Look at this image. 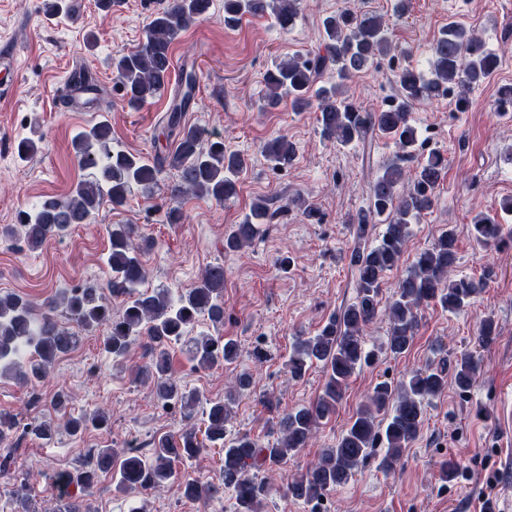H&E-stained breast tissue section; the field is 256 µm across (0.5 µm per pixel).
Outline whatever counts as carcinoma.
<instances>
[{"label":"carcinoma","mask_w":512,"mask_h":512,"mask_svg":"<svg viewBox=\"0 0 512 512\" xmlns=\"http://www.w3.org/2000/svg\"><path fill=\"white\" fill-rule=\"evenodd\" d=\"M212 2L166 0L148 17L143 41L132 50L122 49L112 55L115 92L130 108L170 92L171 103L160 126L162 135L173 140L174 149L151 159L117 149L112 146V128L106 119L79 131L74 139L75 154L81 167L93 170L92 178L78 182L66 197L48 195L34 208L19 211L17 223L0 227V237L17 238L28 248L38 249L54 237L68 235L78 225L92 223L103 203L114 209L124 206L134 186L144 195H152L157 176L166 167L177 172L178 179L170 190L174 198L192 193L224 201L237 195V176L245 167V158L224 151L223 138L183 122V113L194 100L195 74L185 71L174 90H169L174 72L173 44L182 32L209 15ZM302 2L224 0V26L235 27L246 15L271 14L287 32L300 16ZM80 7L81 0H44V13L49 17L73 15ZM392 50L388 27L380 15L343 9L323 21V51L292 56L275 64L265 77L270 107L277 106L285 95L297 110L317 101L324 138L348 146L378 132L391 138L398 148L395 159L372 181L368 207L347 220L355 236L354 247L347 254L348 264L357 275L355 301L328 318L317 334L297 336L288 355V373L293 378L302 377L314 365L322 366L326 372L323 391L311 405L284 414L273 442L264 444L248 433L228 431L235 399L205 400L172 378L170 349L177 344L186 347L201 370L232 364L239 357V345L232 339L206 332L191 335L202 318L215 328L224 326V264L206 267L193 287L177 295L166 288L144 289L146 270L141 255L151 247L149 238L133 224H114L108 230L106 263L111 275L106 287L85 282L63 288L39 308L20 294H0V375L13 374L26 384L36 385L49 375L57 358L78 345L81 334L104 326L107 333L102 350L116 366L125 363L133 341L146 339L148 360L137 368L136 376L152 386L161 408L177 407L190 420L196 409H201L204 430L191 424L176 436L162 435L154 440L148 456L137 452L132 444L120 452L98 448L80 467L54 473L47 487L54 502L52 512H94L86 495L107 473L112 474L115 490L124 495H142L178 480L188 499L210 501L229 489L235 512H258L267 487L254 472L287 462L308 444L322 422L336 414V405L355 370L375 357V351L367 348L365 330L379 314L389 320L385 350L401 355L413 342L420 307L434 303L457 312L481 292L483 280L451 276L457 253L456 232L450 228L413 259L391 301L380 309L383 278L401 259L410 225L433 207L435 189L446 170L444 159L437 153L414 170L405 169L404 164L413 160L417 141L411 107L422 100L454 95L462 108L498 64L497 56L486 49L481 37L450 23L433 43L430 78L409 67L399 69L398 96L373 110L344 96L345 82L352 75L373 66ZM94 83L84 68L72 71L67 78V85L74 90L90 89ZM262 152L279 168L291 165L296 155L294 143L285 136L264 143ZM279 213L280 209L270 208L265 200L254 203L250 214L224 237V251L238 252L252 244L258 225L271 223ZM381 217L386 218L385 230L372 245L368 243V227ZM468 230L484 246L499 248L512 242V228L488 214L474 216ZM105 289L123 298L120 313H112V307L103 301ZM59 310L68 322L57 318ZM496 329L494 314L483 315L479 342H491ZM479 368L475 354H460L453 371L456 388L463 393L470 391ZM447 388L448 369L432 363L396 382L376 384L369 401L384 415V426L376 425L369 408L361 409L336 446L326 449L315 466L288 483L286 494L307 504L319 503L328 492L346 484L380 444L385 445L380 468L393 469L403 450L418 437L426 404ZM108 421L107 412L97 410L67 418L64 429L77 438L90 429L106 427ZM17 427L16 416L0 413V443L10 441ZM28 433L50 443L58 429L51 422L40 421L31 424ZM207 446L222 453L221 484L179 480L175 462L193 458ZM13 498L17 504L14 512H38L30 497L29 473L22 474Z\"/></svg>","instance_id":"carcinoma-1"}]
</instances>
